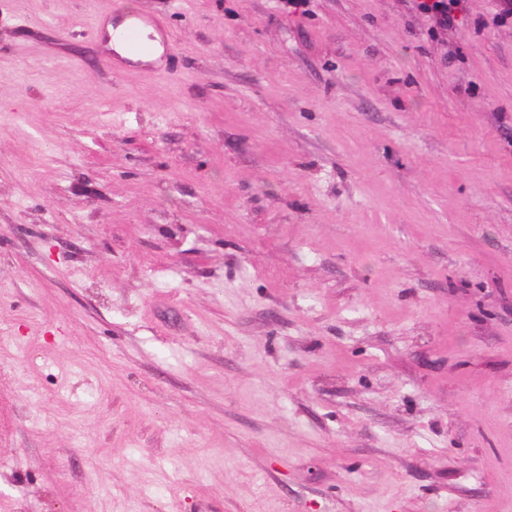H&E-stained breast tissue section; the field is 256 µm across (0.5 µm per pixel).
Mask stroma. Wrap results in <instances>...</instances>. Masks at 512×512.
Returning <instances> with one entry per match:
<instances>
[{"label":"stroma","mask_w":512,"mask_h":512,"mask_svg":"<svg viewBox=\"0 0 512 512\" xmlns=\"http://www.w3.org/2000/svg\"><path fill=\"white\" fill-rule=\"evenodd\" d=\"M493 9L0 0V512H512ZM463 0H412V7L421 16L427 18L435 30L453 28L462 11ZM154 28L159 32L165 33V42L163 47L166 51H170L174 44L173 34L166 30L162 20L150 18L142 15H126L118 23L112 22L110 35L107 31H102L100 20H96L93 26V33L96 37H101L107 41H118L123 44L126 49L133 54H145L150 51V44L146 41V30Z\"/></svg>","instance_id":"35a3bbf8"}]
</instances>
